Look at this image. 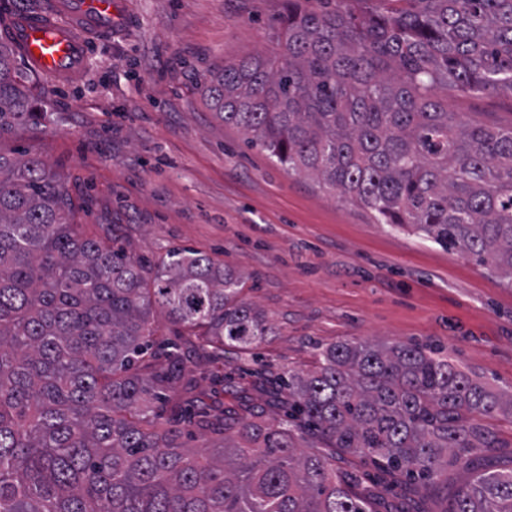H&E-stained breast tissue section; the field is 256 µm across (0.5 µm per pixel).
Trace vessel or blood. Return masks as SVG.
Returning a JSON list of instances; mask_svg holds the SVG:
<instances>
[{"label":"vessel or blood","instance_id":"b4317fda","mask_svg":"<svg viewBox=\"0 0 512 512\" xmlns=\"http://www.w3.org/2000/svg\"><path fill=\"white\" fill-rule=\"evenodd\" d=\"M115 0H44L10 20L13 44L40 75L61 83L83 72L94 38L112 33Z\"/></svg>","mask_w":512,"mask_h":512}]
</instances>
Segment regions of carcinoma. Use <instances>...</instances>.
<instances>
[{
    "instance_id": "obj_1",
    "label": "carcinoma",
    "mask_w": 512,
    "mask_h": 512,
    "mask_svg": "<svg viewBox=\"0 0 512 512\" xmlns=\"http://www.w3.org/2000/svg\"><path fill=\"white\" fill-rule=\"evenodd\" d=\"M276 49L206 75V104L281 166L512 281V127L448 95L512 93V0H286ZM0 17V512H371L354 477L300 446L372 456L447 512H512V469L478 423L512 416L440 352L342 341L291 370L284 415L206 400L205 367L271 333L247 278L191 249L144 261L90 236L62 175L16 144L47 128ZM163 313L180 341L158 344ZM179 401L164 416L165 392ZM210 435L182 442L183 414Z\"/></svg>"
}]
</instances>
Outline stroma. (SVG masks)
<instances>
[{"label": "stroma", "mask_w": 512, "mask_h": 512, "mask_svg": "<svg viewBox=\"0 0 512 512\" xmlns=\"http://www.w3.org/2000/svg\"><path fill=\"white\" fill-rule=\"evenodd\" d=\"M283 0H116L110 39L95 43L75 82L47 77L51 120L25 134L64 177L88 232L116 227L118 243L158 258L198 250L249 277L246 299L272 333L228 350L218 401L273 415L258 372L279 380L311 370L314 349L340 341L441 351L459 370L512 394V285L474 261L287 171L207 106L200 76L275 47ZM449 111L512 127V94L452 96ZM363 476L376 512H447L465 479L425 487L367 458L324 451Z\"/></svg>", "instance_id": "35a3bbf8"}]
</instances>
